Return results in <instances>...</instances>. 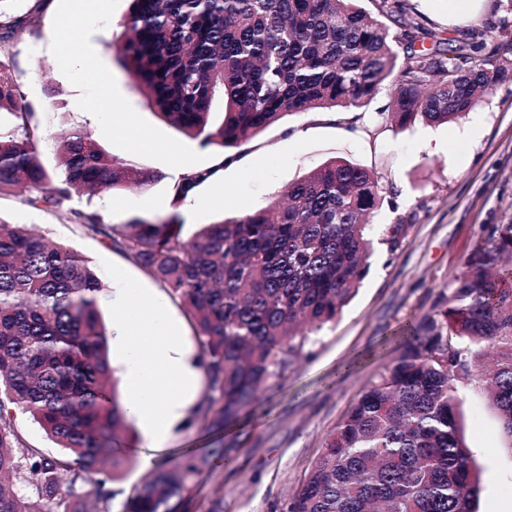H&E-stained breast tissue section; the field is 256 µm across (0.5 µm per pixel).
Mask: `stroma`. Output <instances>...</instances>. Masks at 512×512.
Here are the masks:
<instances>
[{
    "label": "stroma",
    "instance_id": "stroma-1",
    "mask_svg": "<svg viewBox=\"0 0 512 512\" xmlns=\"http://www.w3.org/2000/svg\"><path fill=\"white\" fill-rule=\"evenodd\" d=\"M72 0H11L9 11L24 24L5 43L17 63L21 93L34 112L41 135L39 159L58 168L53 135L64 128L95 132L99 142L125 159V141L152 137L155 147L137 154L143 168L163 173L142 194L103 193L94 204L106 223L124 224L135 215L160 219L143 210L144 201H170L172 178L184 168L214 163L217 148L200 146L157 117L146 97L115 59L120 20L130 0H105L103 15L91 21L69 45L73 56L95 51L105 64L113 99L126 112L111 132L100 129L96 114L79 110L91 88L65 68L57 43L48 34ZM412 16L440 36L463 40L468 29L493 22L512 33V0H408ZM57 91L49 103V91ZM391 88H384L363 111L305 113L264 130L246 147L237 165L225 168L221 184L198 191L199 204L178 208L184 232L234 219L265 207L289 184L324 161L356 162L378 178L385 201L375 213L378 226L404 224L396 251L376 245L367 275L354 299L316 340L308 343L283 376L263 387L241 414L236 431L221 432L206 419L186 413L173 431L162 462L172 463L188 448L224 443L231 466L212 462L196 478L198 512H287L288 501L333 431L368 384L396 356L401 327L426 314L441 292L463 270V262L488 224L512 222V79L456 121L433 126L416 122L401 129L386 121ZM78 200L44 211L23 203L18 190L0 191V222L23 226L47 240L79 252L104 281L101 309L111 320L118 309L115 291L149 295L184 343L199 351L194 323L160 283L83 232L75 215ZM465 442L480 472L476 512H512V442L501 433L496 411L478 389L459 388Z\"/></svg>",
    "mask_w": 512,
    "mask_h": 512
}]
</instances>
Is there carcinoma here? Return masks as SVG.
Wrapping results in <instances>:
<instances>
[{"label":"carcinoma","mask_w":512,"mask_h":512,"mask_svg":"<svg viewBox=\"0 0 512 512\" xmlns=\"http://www.w3.org/2000/svg\"><path fill=\"white\" fill-rule=\"evenodd\" d=\"M132 0L119 62L170 125L203 147L238 148L286 117L364 109L394 87L392 121L445 124L512 77V38L486 22L454 47L406 16L404 0ZM490 42L497 43L487 51ZM16 63L0 49V190L22 184L37 210L85 201L88 235L160 282L194 321L207 391L194 413L229 424L349 305L374 250L367 218L383 202L365 167L331 158L291 183L284 201L192 236L173 213L122 230L91 209L114 190L143 193L164 175L121 162L91 132L53 137L59 172L38 157ZM228 155L174 179L172 202L224 170ZM512 223L491 224L465 271L430 312L405 326L393 365L336 428L288 512H473L480 476L459 424L458 386L475 384L512 440ZM103 282L76 251L0 225V512H112V484L133 463V421L108 386ZM29 414L55 443L24 444ZM154 470L124 512H194L195 479L213 455ZM96 477L93 503L84 492ZM30 490V496L20 494Z\"/></svg>","instance_id":"cac0c4a2"}]
</instances>
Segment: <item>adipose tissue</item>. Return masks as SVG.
I'll return each instance as SVG.
<instances>
[{"label": "adipose tissue", "instance_id": "ef3b65f1", "mask_svg": "<svg viewBox=\"0 0 512 512\" xmlns=\"http://www.w3.org/2000/svg\"><path fill=\"white\" fill-rule=\"evenodd\" d=\"M69 66L95 86V99L79 101L80 109L97 112L104 130L116 120L117 104L105 93L106 73L96 53L72 58ZM113 341L125 359L120 367L130 394L126 410L147 444L142 472L154 470L157 453L192 404L202 374L196 355L165 323L161 313L142 298H126L112 321Z\"/></svg>", "mask_w": 512, "mask_h": 512}]
</instances>
